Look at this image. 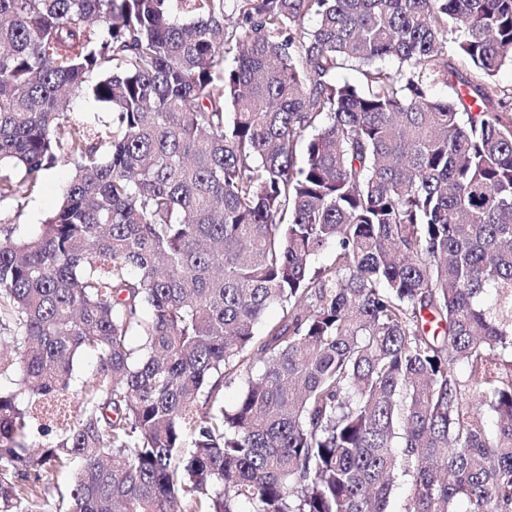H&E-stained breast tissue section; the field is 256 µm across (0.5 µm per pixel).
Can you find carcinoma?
Instances as JSON below:
<instances>
[{"mask_svg": "<svg viewBox=\"0 0 512 512\" xmlns=\"http://www.w3.org/2000/svg\"><path fill=\"white\" fill-rule=\"evenodd\" d=\"M505 68L512 0H0V200L72 173L0 243V512H512ZM71 116L75 122H84L93 119V116L99 117L100 120L107 121L110 119L111 113L101 103L94 102L86 97H76L71 103ZM40 485L46 488V494L35 503V507L39 512H56L58 500L61 494H66L70 484L72 475L67 472H59L56 470L43 469L40 470Z\"/></svg>", "mask_w": 512, "mask_h": 512, "instance_id": "cac0c4a2", "label": "carcinoma"}]
</instances>
